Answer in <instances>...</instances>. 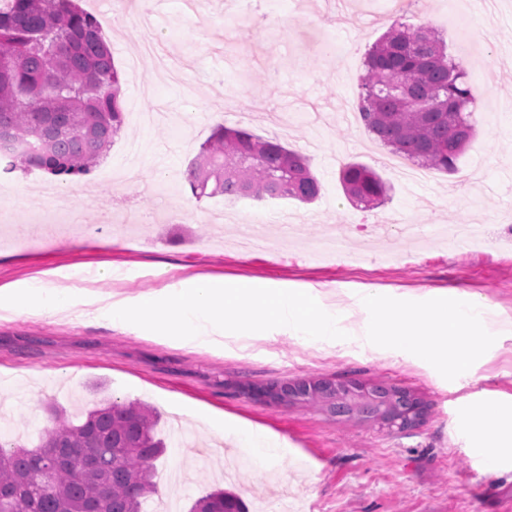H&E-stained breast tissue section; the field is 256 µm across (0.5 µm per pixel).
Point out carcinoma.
<instances>
[{"instance_id":"cac0c4a2","label":"carcinoma","mask_w":512,"mask_h":512,"mask_svg":"<svg viewBox=\"0 0 512 512\" xmlns=\"http://www.w3.org/2000/svg\"><path fill=\"white\" fill-rule=\"evenodd\" d=\"M357 109L366 130L390 151L437 171H455L474 135L475 98L443 40L425 27L394 22L369 50ZM122 76L96 19L78 0H0V143L4 169L54 176L89 172L124 128ZM196 199L227 202L315 201L321 184L306 158L246 128L217 126L184 173ZM343 191L366 208L385 200L386 183L347 163ZM301 385L267 386L287 402L309 401L336 417L377 423L379 406L402 405L399 389L373 386L379 404L349 397L328 383L305 398ZM156 420L136 402L103 401L78 422L63 415L28 449L0 434V505L13 512H145L154 461L164 443ZM88 448V465H62L40 476V452ZM191 512H246L224 491L200 497Z\"/></svg>"}]
</instances>
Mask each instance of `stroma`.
I'll use <instances>...</instances> for the list:
<instances>
[{"label": "stroma", "instance_id": "stroma-1", "mask_svg": "<svg viewBox=\"0 0 512 512\" xmlns=\"http://www.w3.org/2000/svg\"><path fill=\"white\" fill-rule=\"evenodd\" d=\"M436 30L467 72L477 101L475 136L455 173L427 182L383 168L385 146L343 112L356 105L370 47L394 20ZM249 30L242 0H154L150 15L129 14L104 33L122 75L125 131L88 174L46 176L40 209L24 196L29 176L0 185V289L32 279L47 287L73 270L90 291L128 301L174 288L191 275L229 282L302 288L325 284L324 303L354 305L362 288L424 301L456 291L481 298L512 320V93L498 76L512 72V0H478L464 22L449 20L446 0H263ZM236 109L214 108L217 90ZM239 126L281 142L310 160L322 194L308 206L267 203L274 217L263 232L287 241V258L258 248L243 252L240 214L223 219V199L196 200L183 174L216 124ZM364 164L391 186L380 206L345 197L341 166ZM73 190L88 216L83 246H55L69 236L73 214L53 187ZM485 229L484 248L439 238L441 225ZM120 238L124 247L108 248ZM112 278H100L102 268ZM327 379L411 391L426 406L423 423L388 430L335 417L303 403L258 402L249 390ZM106 399L137 401L157 414L155 432L169 436L178 406L193 402L229 425L262 427L284 440L286 455L248 460L227 473L234 449L207 455L219 440L207 424L186 418L196 439L185 453L167 448L157 473L187 472L157 483L147 506L189 512L216 489L238 494L262 512L287 486L294 512H512V457L500 469L475 462L462 414L497 405L512 427V339L498 340L455 380L396 349L350 338L312 343L275 328L227 336L218 349L173 345L134 329L65 322L39 314L0 317V401L13 407L21 445H38L54 413L75 417Z\"/></svg>", "mask_w": 512, "mask_h": 512}]
</instances>
